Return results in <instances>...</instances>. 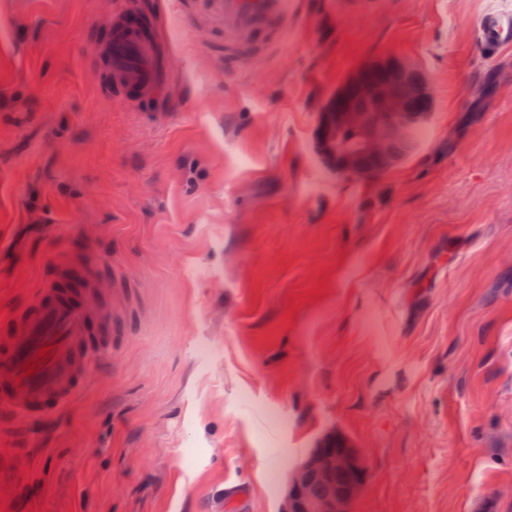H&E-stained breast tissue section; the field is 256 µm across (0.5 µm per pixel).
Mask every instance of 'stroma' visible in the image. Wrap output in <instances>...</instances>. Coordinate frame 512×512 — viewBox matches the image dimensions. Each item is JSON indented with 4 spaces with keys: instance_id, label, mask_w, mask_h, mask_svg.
Returning a JSON list of instances; mask_svg holds the SVG:
<instances>
[{
    "instance_id": "stroma-1",
    "label": "stroma",
    "mask_w": 512,
    "mask_h": 512,
    "mask_svg": "<svg viewBox=\"0 0 512 512\" xmlns=\"http://www.w3.org/2000/svg\"><path fill=\"white\" fill-rule=\"evenodd\" d=\"M139 2L167 14L165 110L89 69L94 0H0V313L82 254L125 327L67 408L0 434V512H278L332 430L368 469L355 512H512V47L475 25L512 0H301L259 97L207 0ZM388 56L433 116L380 180L338 176L319 113Z\"/></svg>"
}]
</instances>
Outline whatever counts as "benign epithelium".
<instances>
[{"label": "benign epithelium", "instance_id": "7a95c632", "mask_svg": "<svg viewBox=\"0 0 512 512\" xmlns=\"http://www.w3.org/2000/svg\"><path fill=\"white\" fill-rule=\"evenodd\" d=\"M370 69L381 70L383 79L367 81ZM433 112L432 91L417 65L399 56L372 59L352 72L322 108L316 153L339 175L378 181L390 171V143L429 122ZM366 157L380 165L365 167ZM367 479L359 449L344 435L329 433L293 467L279 512H354ZM315 486L320 493H311Z\"/></svg>", "mask_w": 512, "mask_h": 512}]
</instances>
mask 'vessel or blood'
<instances>
[{
  "label": "vessel or blood",
  "instance_id": "obj_1",
  "mask_svg": "<svg viewBox=\"0 0 512 512\" xmlns=\"http://www.w3.org/2000/svg\"><path fill=\"white\" fill-rule=\"evenodd\" d=\"M224 18L228 67L244 63L242 47L262 44L269 55L288 29L295 0H209ZM112 40L101 53L115 83L155 94L169 79V42L153 18L132 12L110 15ZM477 26L498 47L512 45V15L488 13ZM109 273L98 264L72 260L53 266L35 300L0 316V420L35 421L79 393L98 358L112 348L119 326L102 304Z\"/></svg>",
  "mask_w": 512,
  "mask_h": 512
}]
</instances>
